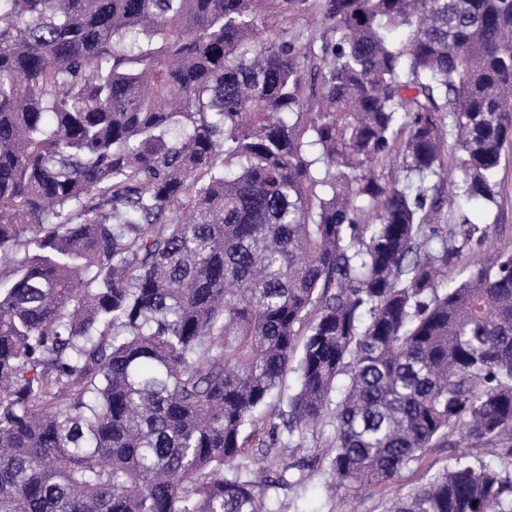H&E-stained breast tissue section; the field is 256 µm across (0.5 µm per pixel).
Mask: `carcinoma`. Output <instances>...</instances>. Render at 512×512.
I'll return each instance as SVG.
<instances>
[{
  "mask_svg": "<svg viewBox=\"0 0 512 512\" xmlns=\"http://www.w3.org/2000/svg\"><path fill=\"white\" fill-rule=\"evenodd\" d=\"M0 0V512H265L327 414L336 483L461 431L512 461V0ZM393 159L383 176L373 165ZM297 375L279 426L256 412ZM391 512H512L455 463ZM314 1L317 0H306L304 10H302L300 14L288 15V19H282V17L275 12L276 9L270 8L269 25L272 26L274 30L288 27V35H290L295 28H305L309 34L318 35V33H320L321 24L312 6V4L315 3ZM497 205L467 204L462 198L448 192V181L442 189V206L438 225L442 235L446 234L448 224H454L460 214H466L474 224L487 227L490 239L506 251H512V144L506 146L501 158L498 175Z\"/></svg>",
  "mask_w": 512,
  "mask_h": 512,
  "instance_id": "carcinoma-1",
  "label": "carcinoma"
}]
</instances>
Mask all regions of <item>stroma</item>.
I'll list each match as a JSON object with an SVG mask.
<instances>
[{
    "mask_svg": "<svg viewBox=\"0 0 512 512\" xmlns=\"http://www.w3.org/2000/svg\"><path fill=\"white\" fill-rule=\"evenodd\" d=\"M496 205L466 203L451 193H444L438 225L447 228L459 215H468L473 223L485 227L490 238L503 250L512 251V145L506 146L498 175ZM336 437V422L325 417L314 433L308 434L303 447L284 449L290 465L286 482L264 497L267 512H390L394 500L434 473L451 466L465 450L463 443L429 449L422 462L387 481L374 492L347 488L330 493L327 486L332 474L321 460L322 453Z\"/></svg>",
    "mask_w": 512,
    "mask_h": 512,
    "instance_id": "1",
    "label": "stroma"
}]
</instances>
